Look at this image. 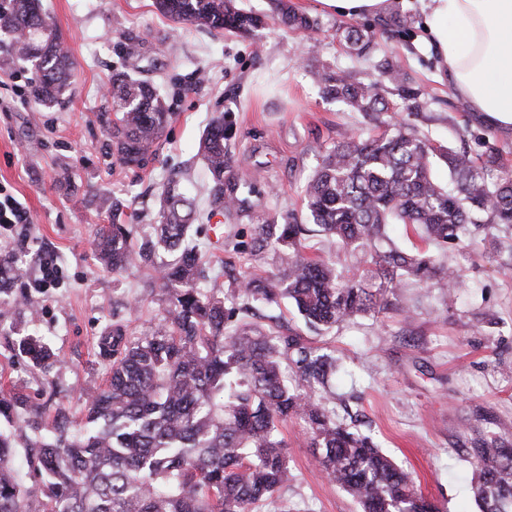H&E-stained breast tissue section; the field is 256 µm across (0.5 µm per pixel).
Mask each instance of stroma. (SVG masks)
Here are the masks:
<instances>
[{"mask_svg": "<svg viewBox=\"0 0 512 512\" xmlns=\"http://www.w3.org/2000/svg\"><path fill=\"white\" fill-rule=\"evenodd\" d=\"M237 2L267 17V24L247 36L212 34L175 26L154 0H42L76 63L70 96L51 108L31 97L32 70L13 64L7 43H0V101L10 103L0 110V188L25 203L33 217L25 242L0 229V254L26 268L22 287L38 305L33 318L18 304L0 302V397L21 392L48 410L61 406L81 417L86 394L103 386L110 370L98 348L106 327L119 324L136 338L157 322L162 303L147 286L152 270L112 274L98 263L92 240L111 224L116 201L133 214V242L152 235L158 193L171 173L186 172L184 190L205 201L198 191V144L214 116L224 115L232 129L226 144L232 171L254 172L257 191L248 214L222 217L223 236L208 223L194 224V241L213 268L221 269L226 257L223 239L250 234L269 215L304 217L302 189L322 149L376 132L363 114L323 96L312 66L352 68L375 79L377 60H392L427 101L424 112L414 114L393 97L396 119L433 142L475 155L494 144L512 164V130L490 129L473 112L457 111L419 7L370 19L378 44L372 56L357 59L340 41L342 18L322 10L318 0H289L317 20L309 40L271 20V0ZM128 37L141 42L139 57L122 54ZM172 42L178 46L174 55L167 50ZM118 72L160 84L173 114L138 169L116 162L98 119L112 109L105 88ZM63 164L71 171L66 184L55 179ZM45 252L64 270L55 288L33 285L37 257ZM447 263L465 283L455 305L427 284H412L389 296L378 319L343 324L315 342L334 349L344 363L336 380L337 420L370 436L411 471L441 512H478L466 456L474 429L492 414L512 435V228L498 227L495 240L475 239L449 250ZM406 304L420 309L409 324L400 314ZM21 333L47 340L56 363L40 370L17 359L12 344ZM283 434L288 483L279 501L261 512H357L316 465L300 425L288 424Z\"/></svg>", "mask_w": 512, "mask_h": 512, "instance_id": "1", "label": "stroma"}]
</instances>
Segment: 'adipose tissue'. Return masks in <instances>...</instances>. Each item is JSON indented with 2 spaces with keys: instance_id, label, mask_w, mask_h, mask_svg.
<instances>
[{
  "instance_id": "obj_1",
  "label": "adipose tissue",
  "mask_w": 512,
  "mask_h": 512,
  "mask_svg": "<svg viewBox=\"0 0 512 512\" xmlns=\"http://www.w3.org/2000/svg\"><path fill=\"white\" fill-rule=\"evenodd\" d=\"M425 32L456 97L512 125V0H422Z\"/></svg>"
}]
</instances>
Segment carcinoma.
<instances>
[{
	"label": "carcinoma",
	"mask_w": 512,
	"mask_h": 512,
	"mask_svg": "<svg viewBox=\"0 0 512 512\" xmlns=\"http://www.w3.org/2000/svg\"><path fill=\"white\" fill-rule=\"evenodd\" d=\"M174 22L216 33L248 34L262 18L235 0H156ZM278 20L293 31L313 32L317 23L285 0H273ZM14 59L31 65L34 100L59 104L70 86L74 62L62 36L43 13L41 0H0V37ZM346 52L370 55L376 32L346 27ZM380 80H364L350 69L316 67L311 73L325 94L360 112L384 130L368 138L348 137L324 149L304 190L306 219L268 217L248 238L229 243L231 256H272L267 276L244 272L219 282L208 276L190 235L199 219L175 174L162 185L159 224L138 247L130 224L100 229L93 248L112 273L149 266L164 292L165 306L154 329L130 339L112 326L100 354L112 365L105 387L87 400L77 422L59 407L51 436L30 435L44 425L45 412L14 394L0 398V512H258L275 502L288 483V443L282 429L304 424L316 464L360 512H440L422 495L411 472L382 453L371 437L336 420L331 382L342 370L333 350L299 333L285 335L248 321L262 307L290 301L306 326L328 331L344 322L373 317L385 296L409 280L439 289L453 305L462 281L456 270L426 251L396 245L388 226L404 224L437 252L456 247L471 228L512 226V167L492 146L479 155L434 144L404 122L380 116L389 95L420 112L424 94L388 59L377 64ZM112 113H102L112 156L140 168L161 138L171 113L157 88L127 75L112 77ZM229 127L220 116L201 139L198 155L207 175L206 219L248 208L237 194L255 193L246 172L224 181ZM448 169V184L433 168ZM332 238L361 267L348 275L316 254L314 232ZM23 268L0 256V294L10 295ZM210 278V288L200 281ZM16 355L34 368L54 362L42 339L20 336ZM26 449L39 496L15 476L16 450ZM474 467L479 512H512V442L481 431L467 449Z\"/></svg>",
	"instance_id": "carcinoma-1"
}]
</instances>
